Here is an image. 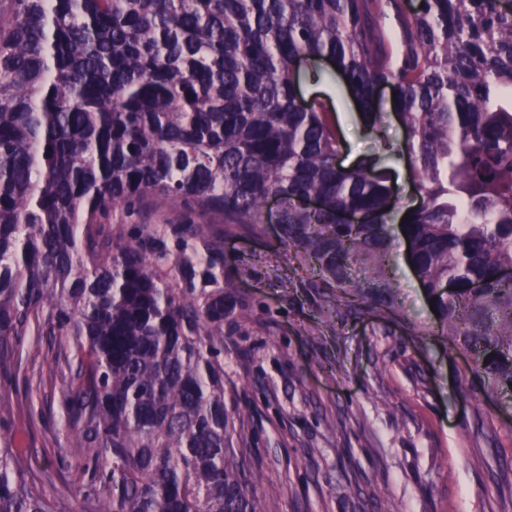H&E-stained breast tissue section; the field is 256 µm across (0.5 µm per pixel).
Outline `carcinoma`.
<instances>
[{
  "instance_id": "obj_1",
  "label": "carcinoma",
  "mask_w": 512,
  "mask_h": 512,
  "mask_svg": "<svg viewBox=\"0 0 512 512\" xmlns=\"http://www.w3.org/2000/svg\"><path fill=\"white\" fill-rule=\"evenodd\" d=\"M392 19L394 29L384 25ZM337 65L363 121L394 113L422 201L399 224L443 335L512 391V8L501 0H0V430L24 337H73L61 393L93 461L81 512H271L233 450L224 229L270 195L304 288L396 310L398 197L384 140L355 167L305 59ZM388 84L395 99H383ZM307 197L321 208L306 210ZM177 224H114L163 213ZM363 216L345 224L344 215ZM217 221L218 230L196 223ZM175 287L162 285L163 266ZM0 441V512H57Z\"/></svg>"
}]
</instances>
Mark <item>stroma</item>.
Instances as JSON below:
<instances>
[{
    "instance_id": "stroma-1",
    "label": "stroma",
    "mask_w": 512,
    "mask_h": 512,
    "mask_svg": "<svg viewBox=\"0 0 512 512\" xmlns=\"http://www.w3.org/2000/svg\"><path fill=\"white\" fill-rule=\"evenodd\" d=\"M299 90L329 102L345 142L344 166L401 144L396 117L365 127L343 79L304 63ZM387 258L400 314L347 306L335 288L284 289L300 261L279 225L224 239L235 288L224 338V386L242 414L235 451L274 490L273 512H512V395L474 374L470 353L438 329L393 232ZM65 336L26 337L22 368L49 376L48 348ZM78 428L51 386L32 385L7 436L29 467L54 473L41 492L80 512L88 475L72 448Z\"/></svg>"
}]
</instances>
